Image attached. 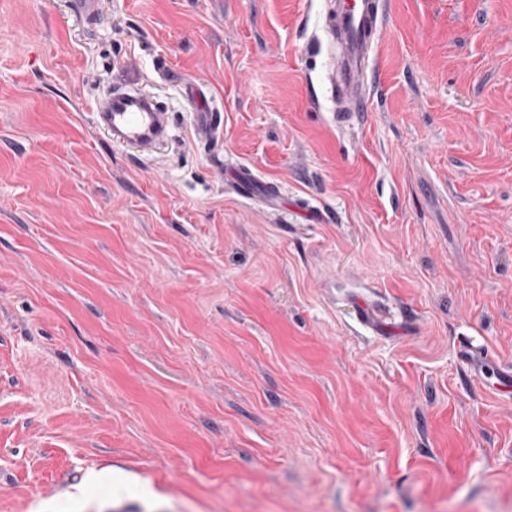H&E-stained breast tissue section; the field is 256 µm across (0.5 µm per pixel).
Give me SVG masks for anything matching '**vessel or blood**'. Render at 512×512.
<instances>
[{
	"instance_id": "b4317fda",
	"label": "vessel or blood",
	"mask_w": 512,
	"mask_h": 512,
	"mask_svg": "<svg viewBox=\"0 0 512 512\" xmlns=\"http://www.w3.org/2000/svg\"><path fill=\"white\" fill-rule=\"evenodd\" d=\"M383 25L381 0H336L330 27L340 47L336 90L352 111L369 109L363 86ZM185 100L197 141H213L218 126L214 113L203 107L202 95L189 87ZM93 114L96 127L118 146L160 148L171 138L169 113L144 96L139 82L120 73L114 75L111 90L95 101Z\"/></svg>"
}]
</instances>
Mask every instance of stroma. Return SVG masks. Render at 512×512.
Segmentation results:
<instances>
[{"label": "stroma", "mask_w": 512, "mask_h": 512, "mask_svg": "<svg viewBox=\"0 0 512 512\" xmlns=\"http://www.w3.org/2000/svg\"><path fill=\"white\" fill-rule=\"evenodd\" d=\"M97 3L0 0V512H512V0H384L346 118L327 0ZM112 89L93 106L96 128L113 144L161 148L171 139V118L142 93V84L122 73L112 78ZM185 100L197 141L208 143L216 139L219 125L215 122V112L202 106L206 97H202L194 87H185Z\"/></svg>", "instance_id": "stroma-1"}]
</instances>
